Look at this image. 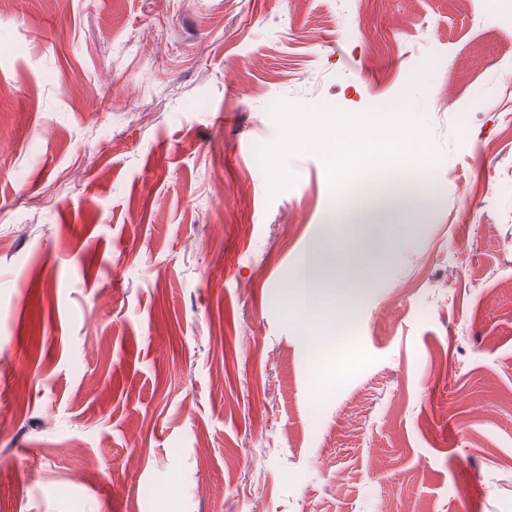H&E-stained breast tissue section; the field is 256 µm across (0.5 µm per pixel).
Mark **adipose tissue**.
Returning <instances> with one entry per match:
<instances>
[{
  "label": "adipose tissue",
  "instance_id": "1",
  "mask_svg": "<svg viewBox=\"0 0 512 512\" xmlns=\"http://www.w3.org/2000/svg\"><path fill=\"white\" fill-rule=\"evenodd\" d=\"M436 195L434 184L402 180L388 187L384 207L333 205L328 231L298 258L284 293L313 354L316 373L324 371L323 351L335 341L339 324L355 314L372 285L367 260L384 250L382 229L404 211H429Z\"/></svg>",
  "mask_w": 512,
  "mask_h": 512
}]
</instances>
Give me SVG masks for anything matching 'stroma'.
I'll list each match as a JSON object with an SVG mask.
<instances>
[{"label": "stroma", "mask_w": 512, "mask_h": 512, "mask_svg": "<svg viewBox=\"0 0 512 512\" xmlns=\"http://www.w3.org/2000/svg\"><path fill=\"white\" fill-rule=\"evenodd\" d=\"M428 58L437 199L322 388L281 295L333 197L265 115ZM511 392L512 0L0 6V512H512Z\"/></svg>", "instance_id": "1"}]
</instances>
